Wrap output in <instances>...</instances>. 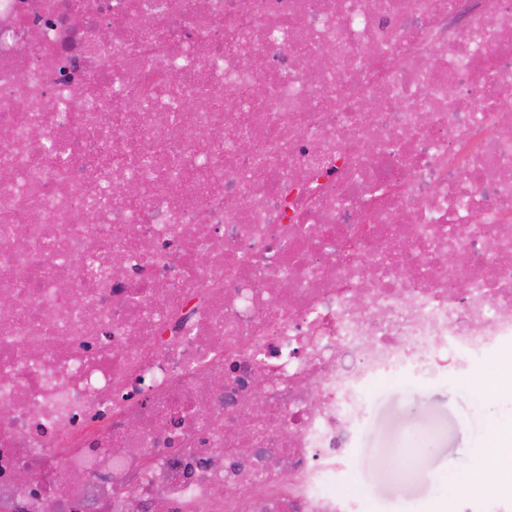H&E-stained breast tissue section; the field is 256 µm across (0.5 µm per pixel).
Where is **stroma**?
<instances>
[{
    "mask_svg": "<svg viewBox=\"0 0 512 512\" xmlns=\"http://www.w3.org/2000/svg\"><path fill=\"white\" fill-rule=\"evenodd\" d=\"M494 371L373 386L347 476L364 512H448L450 488L477 485L472 460L512 420V398L490 390Z\"/></svg>",
    "mask_w": 512,
    "mask_h": 512,
    "instance_id": "35a3bbf8",
    "label": "stroma"
}]
</instances>
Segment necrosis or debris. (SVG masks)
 <instances>
[{
    "mask_svg": "<svg viewBox=\"0 0 512 512\" xmlns=\"http://www.w3.org/2000/svg\"><path fill=\"white\" fill-rule=\"evenodd\" d=\"M3 296L0 512H363L512 370V0H0ZM494 371L487 362L474 377L373 386L346 488L362 499L363 512H409L408 503L414 512H448L451 487L501 485L481 482L470 468L494 446L498 425L512 420V394L503 396L489 384Z\"/></svg>",
    "mask_w": 512,
    "mask_h": 512,
    "instance_id": "necrosis-or-debris-1",
    "label": "necrosis or debris"
}]
</instances>
